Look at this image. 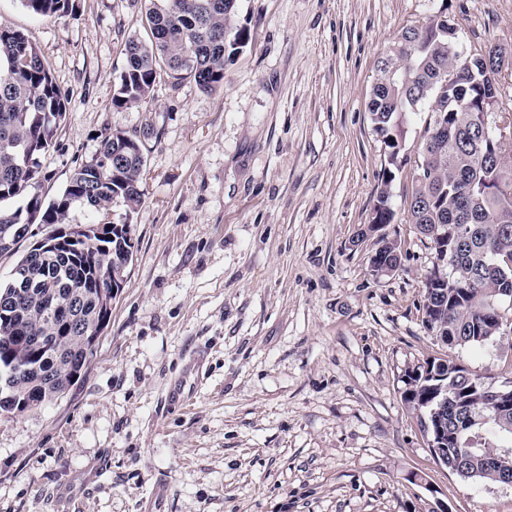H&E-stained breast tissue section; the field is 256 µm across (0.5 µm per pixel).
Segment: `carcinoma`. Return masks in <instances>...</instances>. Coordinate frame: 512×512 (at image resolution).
Returning a JSON list of instances; mask_svg holds the SVG:
<instances>
[{"label": "carcinoma", "mask_w": 512, "mask_h": 512, "mask_svg": "<svg viewBox=\"0 0 512 512\" xmlns=\"http://www.w3.org/2000/svg\"><path fill=\"white\" fill-rule=\"evenodd\" d=\"M29 11L49 17L75 14V0H21ZM147 37H130L125 45L126 66L113 105L127 109L147 98L160 72L175 83L190 79L203 91L224 84V71L245 47V28L235 23L237 0H145ZM448 20H431L405 28L380 58L379 77L368 101L373 130L387 149L384 185L394 178L402 151L404 125L430 103L431 131L435 117L447 132L424 139L418 153V174L407 200L409 223L427 237L436 254L448 251L454 262L448 272L436 269L424 284L423 323L433 333L460 347L483 345L501 336L493 316L508 321L495 304L512 289V192L484 193L482 186L494 171L484 159L495 152L494 140L471 141L470 112L484 104L483 92L471 86L464 92L448 85L453 59L448 54ZM68 96L56 83L37 47L21 32L0 30V204L25 196L40 174V158L48 153L67 112ZM145 157L139 142L122 130L106 134L92 159L72 173L65 189L45 203L37 196L15 209L0 207V254L28 238L30 226L51 227L46 242L61 240L80 209L88 222L93 245L83 242L53 246L37 258L27 251L16 267L27 269L34 288L19 294L17 277L0 285V412L23 413L63 394L87 361L81 333L46 321L42 297L52 296L77 306L85 328L108 324L110 315L97 311V280L102 274L121 285L133 260L136 243L130 225L120 231L104 222L112 204L133 212L141 204ZM470 210L456 225L459 237L448 233V215L455 208ZM395 212L388 189L379 192L371 221L389 224ZM398 246L387 244L372 260L380 273L398 260ZM46 337L43 345L27 339L28 332ZM460 364L442 359L440 377L423 365L405 373L402 400L418 413L428 436L442 430L444 449L436 460L447 466L470 457L474 448L512 453V406L500 412L485 410L486 420L462 418L458 407L480 410L489 401L481 378L466 380ZM448 391L437 415L425 403L434 393ZM459 477L494 483L495 471L473 460Z\"/></svg>", "instance_id": "1"}]
</instances>
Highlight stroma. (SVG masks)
Returning a JSON list of instances; mask_svg holds the SVG:
<instances>
[{
    "mask_svg": "<svg viewBox=\"0 0 512 512\" xmlns=\"http://www.w3.org/2000/svg\"><path fill=\"white\" fill-rule=\"evenodd\" d=\"M435 18L512 51V0H239L250 40L223 88L163 75L119 110L143 0H79L61 19L0 0V29L68 96L29 194L56 198L115 129L146 160L142 204L112 208L137 252L86 366L52 402L0 414V512H512V487L436 462L402 400L433 358L512 386V335L460 348L423 324L437 259L405 198L429 113L382 182L377 61ZM384 187L394 221L358 238ZM387 241L400 267L380 274Z\"/></svg>",
    "mask_w": 512,
    "mask_h": 512,
    "instance_id": "obj_1",
    "label": "stroma"
}]
</instances>
